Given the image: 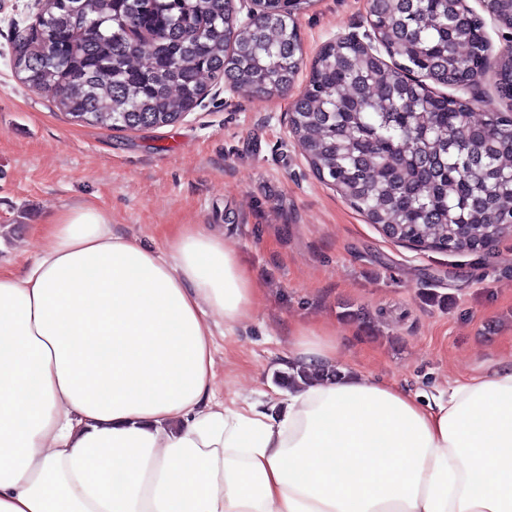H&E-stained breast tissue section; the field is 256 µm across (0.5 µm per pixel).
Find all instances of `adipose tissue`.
Returning <instances> with one entry per match:
<instances>
[{"label": "adipose tissue", "mask_w": 512, "mask_h": 512, "mask_svg": "<svg viewBox=\"0 0 512 512\" xmlns=\"http://www.w3.org/2000/svg\"><path fill=\"white\" fill-rule=\"evenodd\" d=\"M0 272V512H512V358L413 393L351 373L227 406L213 325L265 291L204 224L166 251L76 205ZM291 353L336 362V332Z\"/></svg>", "instance_id": "ef3b65f1"}]
</instances>
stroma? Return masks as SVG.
<instances>
[{"instance_id": "35a3bbf8", "label": "stroma", "mask_w": 512, "mask_h": 512, "mask_svg": "<svg viewBox=\"0 0 512 512\" xmlns=\"http://www.w3.org/2000/svg\"><path fill=\"white\" fill-rule=\"evenodd\" d=\"M37 0H0V271H25L40 226L78 203L117 233L166 250L180 224H211L266 302L215 338V389L229 406L267 401L291 363L289 329L336 331L337 365L437 395L512 356V232L481 253L420 251L387 238L311 170L288 114L322 45L369 29L367 0H309L295 16L304 68L287 94L212 82L177 123L120 131L78 123L13 68Z\"/></svg>"}]
</instances>
